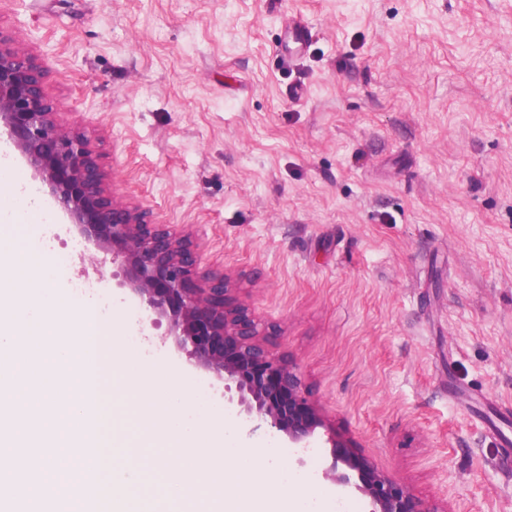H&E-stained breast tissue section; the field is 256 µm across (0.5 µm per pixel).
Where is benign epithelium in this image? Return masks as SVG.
I'll return each mask as SVG.
<instances>
[{
	"label": "benign epithelium",
	"mask_w": 512,
	"mask_h": 512,
	"mask_svg": "<svg viewBox=\"0 0 512 512\" xmlns=\"http://www.w3.org/2000/svg\"><path fill=\"white\" fill-rule=\"evenodd\" d=\"M45 79L37 57L0 31V140L48 188L92 256L112 265V278L146 318L167 324L160 343L173 342L190 365L222 382L224 406L237 408L252 430L263 427L284 435L290 448H308L324 429L332 457L324 478L352 489L365 512H441L336 433L297 365L269 348L259 316L235 296L231 277L200 269L189 232L150 223L146 210L112 191L86 135L59 118Z\"/></svg>",
	"instance_id": "1"
}]
</instances>
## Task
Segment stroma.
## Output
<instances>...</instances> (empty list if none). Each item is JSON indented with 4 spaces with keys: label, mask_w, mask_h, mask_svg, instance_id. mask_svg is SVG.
<instances>
[{
    "label": "stroma",
    "mask_w": 512,
    "mask_h": 512,
    "mask_svg": "<svg viewBox=\"0 0 512 512\" xmlns=\"http://www.w3.org/2000/svg\"><path fill=\"white\" fill-rule=\"evenodd\" d=\"M290 13L311 30L292 60ZM0 31L37 55L114 192L195 232L359 454L445 512H512V0H0ZM1 162L0 202L35 190L3 143ZM35 192L45 210L22 220L29 244L54 236L53 287L95 280ZM101 287L115 339L139 336L197 418L240 424L136 298ZM231 445L315 474L277 491L361 512L323 480L324 440Z\"/></svg>",
    "instance_id": "1"
}]
</instances>
